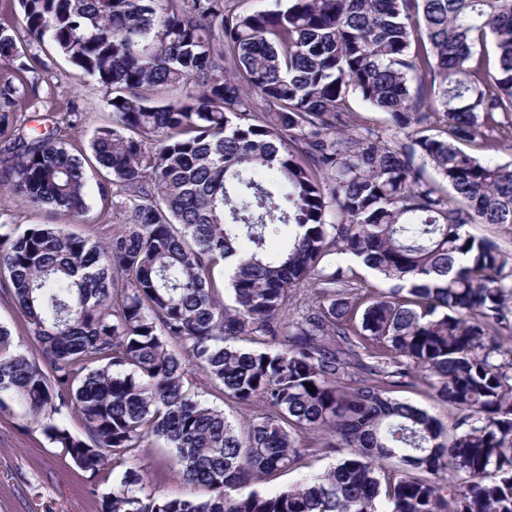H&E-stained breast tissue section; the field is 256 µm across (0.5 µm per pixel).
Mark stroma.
Instances as JSON below:
<instances>
[{"mask_svg":"<svg viewBox=\"0 0 512 512\" xmlns=\"http://www.w3.org/2000/svg\"><path fill=\"white\" fill-rule=\"evenodd\" d=\"M77 97L85 113L82 135L77 144L87 147L95 129L109 120L101 106V93L95 80L78 85L60 84L48 98L52 109L65 112L70 97ZM307 454L300 468L263 478L260 491L273 494L299 483L302 478L324 472L335 460L333 454L303 439ZM145 481L160 492L188 494L163 451L154 450L138 462ZM111 483L91 485L88 474L75 468L46 439L18 404L0 411V512H100L102 496L111 492Z\"/></svg>","mask_w":512,"mask_h":512,"instance_id":"35a3bbf8","label":"stroma"}]
</instances>
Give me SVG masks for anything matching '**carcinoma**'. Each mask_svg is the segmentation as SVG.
<instances>
[{"label": "carcinoma", "instance_id": "cac0c4a2", "mask_svg": "<svg viewBox=\"0 0 512 512\" xmlns=\"http://www.w3.org/2000/svg\"><path fill=\"white\" fill-rule=\"evenodd\" d=\"M229 2L0 13V288L47 364L0 325V395L115 475L101 512H512V253L467 230L512 224V167L462 149H512V0ZM56 54L109 111L88 154L73 99L27 127ZM14 197L58 223L17 233ZM188 365L264 412L232 424ZM420 386L450 422L393 397ZM303 436L336 464L258 491ZM158 441L208 495L147 486ZM95 179L96 176L90 177V197H91V209L84 218L82 223L79 224H69L67 228L69 231L74 232L76 234L82 235L84 237H96L93 231V225L97 223L98 214L101 208V204L95 194Z\"/></svg>", "mask_w": 512, "mask_h": 512}]
</instances>
